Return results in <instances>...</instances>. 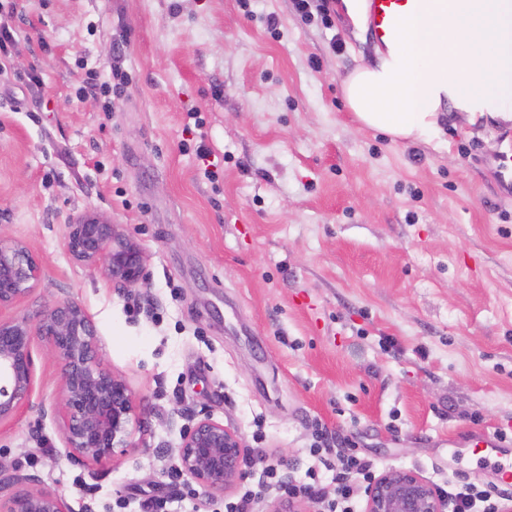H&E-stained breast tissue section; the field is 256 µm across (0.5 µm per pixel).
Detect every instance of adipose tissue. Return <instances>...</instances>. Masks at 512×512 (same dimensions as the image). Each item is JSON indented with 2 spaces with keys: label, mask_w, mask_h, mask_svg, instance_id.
Returning <instances> with one entry per match:
<instances>
[{
  "label": "adipose tissue",
  "mask_w": 512,
  "mask_h": 512,
  "mask_svg": "<svg viewBox=\"0 0 512 512\" xmlns=\"http://www.w3.org/2000/svg\"><path fill=\"white\" fill-rule=\"evenodd\" d=\"M401 37L373 67L344 81L357 120L402 140H419L437 127L444 103L499 99L512 117V18L496 0H429L426 10L399 21Z\"/></svg>",
  "instance_id": "ef3b65f1"
}]
</instances>
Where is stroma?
<instances>
[{"label":"stroma","mask_w":512,"mask_h":512,"mask_svg":"<svg viewBox=\"0 0 512 512\" xmlns=\"http://www.w3.org/2000/svg\"><path fill=\"white\" fill-rule=\"evenodd\" d=\"M329 7L328 28L293 0H253L249 16L239 0H0V237L44 267L0 319L81 305L140 418L126 454L68 460L40 412L61 363L35 342L29 406L0 427L5 473L70 512H224L172 476L206 413L249 447L262 429L294 480L315 463L318 421L381 471H512V442H469L512 438V197L489 164L512 119L448 103L425 141L361 126L343 82L382 51L343 0ZM116 70L127 81L104 94ZM91 210L139 242L143 287L118 292L72 261L65 226Z\"/></svg>","instance_id":"stroma-1"}]
</instances>
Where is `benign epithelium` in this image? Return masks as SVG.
<instances>
[{
  "mask_svg": "<svg viewBox=\"0 0 512 512\" xmlns=\"http://www.w3.org/2000/svg\"><path fill=\"white\" fill-rule=\"evenodd\" d=\"M65 244L76 263L102 268L112 285L125 290L145 284V255L122 225L83 212L66 225ZM42 276L41 260L24 242L0 238V309L30 294ZM37 338L61 362L59 395L51 413L60 419L67 456L90 464L135 447L138 415L131 388L100 363L94 322L69 300L53 303L34 324L0 320V426L22 412L33 390ZM245 453L237 431L205 415L182 432L177 468L187 482L224 496L246 478ZM2 489L7 494L0 497V512H69L62 495L33 487L24 475L0 476ZM261 501L264 512H305L302 503L285 497L265 495ZM364 512H448V502L419 473L387 469L368 488Z\"/></svg>",
  "mask_w": 512,
  "mask_h": 512,
  "instance_id": "7a95c632",
  "label": "benign epithelium"
}]
</instances>
